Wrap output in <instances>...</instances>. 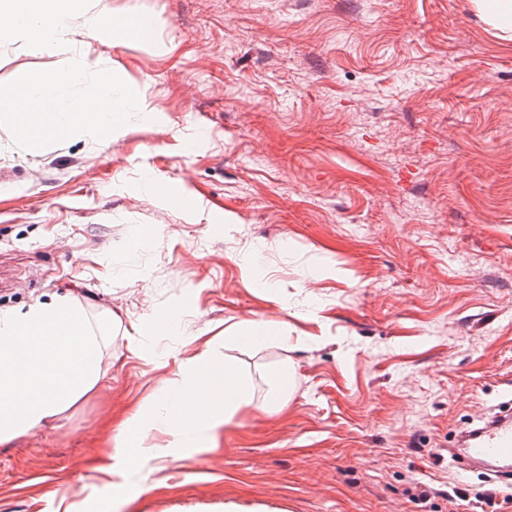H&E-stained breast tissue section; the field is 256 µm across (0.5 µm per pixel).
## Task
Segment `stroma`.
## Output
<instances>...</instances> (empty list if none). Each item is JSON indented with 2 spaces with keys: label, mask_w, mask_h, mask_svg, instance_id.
Here are the masks:
<instances>
[{
  "label": "stroma",
  "mask_w": 512,
  "mask_h": 512,
  "mask_svg": "<svg viewBox=\"0 0 512 512\" xmlns=\"http://www.w3.org/2000/svg\"><path fill=\"white\" fill-rule=\"evenodd\" d=\"M105 4L155 21L91 42L151 118L36 150L0 126V308L70 295L112 326L110 381L0 445V512H470L449 488L505 490L453 450L512 388V39L474 0ZM67 61L2 47L0 83ZM251 321L289 342L225 345ZM208 349L257 401L288 371L287 404L99 471Z\"/></svg>",
  "instance_id": "obj_1"
}]
</instances>
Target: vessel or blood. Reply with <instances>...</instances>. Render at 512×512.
Masks as SVG:
<instances>
[{"mask_svg":"<svg viewBox=\"0 0 512 512\" xmlns=\"http://www.w3.org/2000/svg\"><path fill=\"white\" fill-rule=\"evenodd\" d=\"M460 457L512 475V418L494 420L466 432L458 446Z\"/></svg>","mask_w":512,"mask_h":512,"instance_id":"obj_1","label":"vessel or blood"}]
</instances>
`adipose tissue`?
I'll list each match as a JSON object with an SVG mask.
<instances>
[{
    "label": "adipose tissue",
    "instance_id": "adipose-tissue-1",
    "mask_svg": "<svg viewBox=\"0 0 512 512\" xmlns=\"http://www.w3.org/2000/svg\"><path fill=\"white\" fill-rule=\"evenodd\" d=\"M111 342L66 295L24 310H0V445L59 419L102 385L103 352ZM281 403L279 384L257 403L233 364L217 368L204 353L189 358L180 365L179 380L164 389L160 405L138 407L124 420L112 466L143 465L176 448L209 447L241 406L271 414ZM156 433L164 435L163 446L150 445Z\"/></svg>",
    "mask_w": 512,
    "mask_h": 512
}]
</instances>
